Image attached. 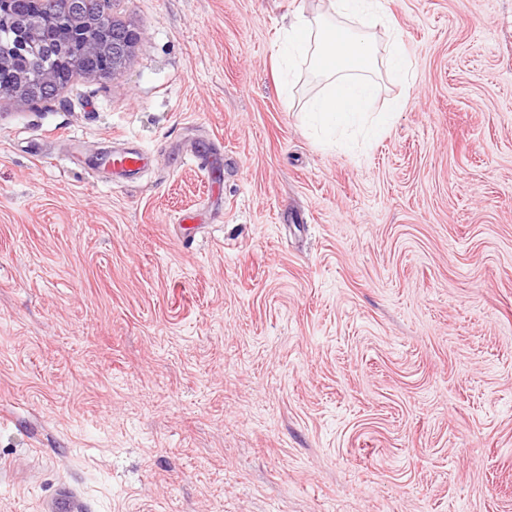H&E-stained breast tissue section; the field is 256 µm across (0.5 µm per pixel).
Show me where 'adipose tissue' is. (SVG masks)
<instances>
[{
	"instance_id": "obj_1",
	"label": "adipose tissue",
	"mask_w": 512,
	"mask_h": 512,
	"mask_svg": "<svg viewBox=\"0 0 512 512\" xmlns=\"http://www.w3.org/2000/svg\"><path fill=\"white\" fill-rule=\"evenodd\" d=\"M391 19L383 0H324L313 17L300 15L284 31L289 61L307 64L320 76L325 89L307 109L312 127L325 134L358 129L381 137L392 115L404 103L392 101L387 111L371 114L378 92L376 76L387 72L401 82L412 78L413 64L399 42L379 55L372 32L388 27Z\"/></svg>"
}]
</instances>
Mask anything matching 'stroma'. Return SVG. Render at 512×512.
<instances>
[{
    "label": "stroma",
    "instance_id": "35a3bbf8",
    "mask_svg": "<svg viewBox=\"0 0 512 512\" xmlns=\"http://www.w3.org/2000/svg\"><path fill=\"white\" fill-rule=\"evenodd\" d=\"M317 2L112 0L116 76L0 97V512H512V0H384L355 149L277 70ZM28 90H29V87L27 84L19 83L18 87H16L13 90H2L1 89L0 96L1 97L9 96V97L15 98L19 101L26 102L28 104H35V103H37V100H46V99H49L51 96H53L54 93L56 92V87H55V85H52L50 83L46 84L45 82L41 86L35 87V89L31 90L29 93V96L32 99H35V100H31V101L24 100L19 96V94L28 92ZM148 164V157L138 150L113 151L104 159V165L116 176L131 175Z\"/></svg>",
    "mask_w": 512,
    "mask_h": 512
}]
</instances>
